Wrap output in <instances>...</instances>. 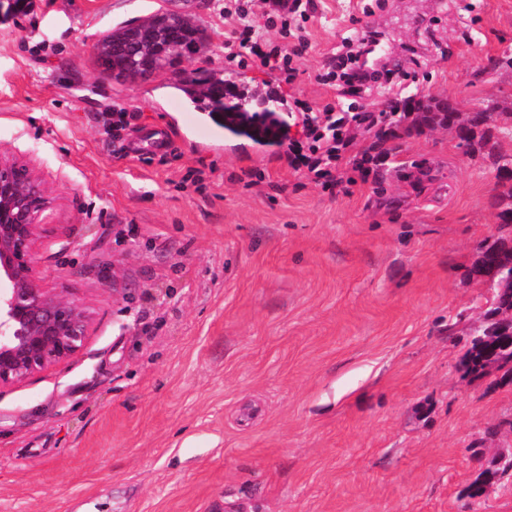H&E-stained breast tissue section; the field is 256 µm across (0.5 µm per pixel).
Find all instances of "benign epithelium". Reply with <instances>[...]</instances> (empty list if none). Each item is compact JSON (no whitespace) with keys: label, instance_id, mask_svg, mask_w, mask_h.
Wrapping results in <instances>:
<instances>
[{"label":"benign epithelium","instance_id":"obj_1","mask_svg":"<svg viewBox=\"0 0 512 512\" xmlns=\"http://www.w3.org/2000/svg\"><path fill=\"white\" fill-rule=\"evenodd\" d=\"M49 198L23 163L0 158V387L22 382L73 357L88 336L90 316L80 304L42 288L32 244ZM496 346L485 368L501 363L504 336H478Z\"/></svg>","mask_w":512,"mask_h":512}]
</instances>
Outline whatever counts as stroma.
Masks as SVG:
<instances>
[{"label":"stroma","mask_w":512,"mask_h":512,"mask_svg":"<svg viewBox=\"0 0 512 512\" xmlns=\"http://www.w3.org/2000/svg\"><path fill=\"white\" fill-rule=\"evenodd\" d=\"M315 4L290 84L228 61L224 0L0 15V157L49 197L42 286L91 313L80 352L0 388V512H512L495 474L512 376L462 366L488 308L473 270L497 236L493 153L438 127L358 167L361 133L331 192L288 164L300 104L336 100L317 76L367 23L417 50L409 91L495 99L511 129L512 0ZM173 10L208 37L182 69L277 99L286 139L230 136L167 72L102 78L107 30Z\"/></svg>","instance_id":"1"}]
</instances>
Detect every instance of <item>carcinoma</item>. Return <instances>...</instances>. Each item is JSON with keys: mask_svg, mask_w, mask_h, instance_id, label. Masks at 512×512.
I'll list each match as a JSON object with an SVG mask.
<instances>
[{"mask_svg": "<svg viewBox=\"0 0 512 512\" xmlns=\"http://www.w3.org/2000/svg\"><path fill=\"white\" fill-rule=\"evenodd\" d=\"M151 24L156 40L166 42L167 32L172 27L180 29L183 43L178 49H169L166 53L155 57V66L159 71L169 70L173 75L180 77L176 86L197 105L203 112L223 113L224 127L233 131H246L251 136L263 139L271 130L280 127V118L276 111L268 108L262 109L265 117L264 122L253 125L252 101L263 104V99L254 96H242L237 93L224 79L212 75L205 79H197L184 75L178 70L177 61L186 54H193L201 51L204 46V35L195 24L189 19L182 18L178 21H170L164 16L156 13L147 18ZM140 25H124L108 31L95 46L96 62L101 67V74L106 79H113L117 76L122 81L134 83L141 77L140 59L144 55L155 53V47L148 46L139 41ZM429 109L428 103L418 100L415 111L420 113L411 124L403 127L402 134L410 137L424 132V128L432 123L445 125L453 128L459 144L471 146L474 144L478 132L481 135L482 146H487L491 139L490 129L494 125L492 113L499 109V104L493 99L483 102L482 108L471 113L468 124H456L458 110L452 105H447L443 111L437 112L433 117H428L424 111ZM497 168L504 170L498 176V185L501 187L497 195V204L500 211L497 213L501 226L506 227L512 224V156L500 155L497 158ZM507 241L499 237L493 241L484 240L481 249L485 253V263L478 269L483 279L493 278L499 280L504 276L512 275V267L505 268L503 257L508 255L506 250ZM494 347L489 344H478L469 341V347L464 355L463 367L472 374L482 372L483 361L491 355Z\"/></svg>", "mask_w": 512, "mask_h": 512, "instance_id": "carcinoma-1", "label": "carcinoma"}]
</instances>
